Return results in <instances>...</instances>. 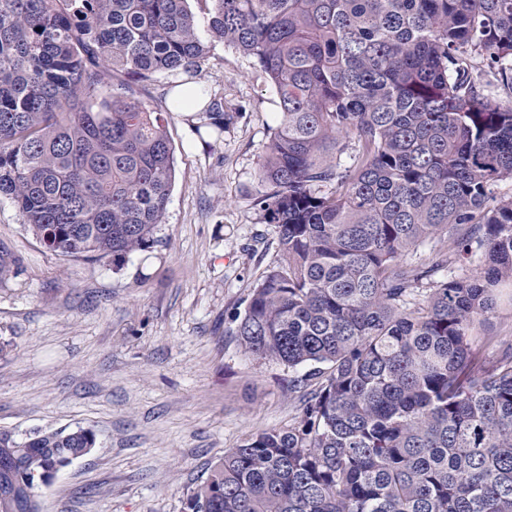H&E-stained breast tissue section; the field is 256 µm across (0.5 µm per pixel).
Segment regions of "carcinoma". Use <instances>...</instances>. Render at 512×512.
Listing matches in <instances>:
<instances>
[{
    "label": "carcinoma",
    "instance_id": "1",
    "mask_svg": "<svg viewBox=\"0 0 512 512\" xmlns=\"http://www.w3.org/2000/svg\"><path fill=\"white\" fill-rule=\"evenodd\" d=\"M211 2L203 31L188 0H0V197L58 256L150 248L167 120L112 82L234 47L280 107L253 201L279 255L235 335L307 370L293 422L227 450L187 512H512V342L475 334L512 288V106L488 94L512 89V0ZM203 99L219 139L241 113ZM450 224L448 252L407 260ZM95 446L0 433V512H39L38 477Z\"/></svg>",
    "mask_w": 512,
    "mask_h": 512
}]
</instances>
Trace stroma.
<instances>
[{
    "label": "stroma",
    "instance_id": "obj_1",
    "mask_svg": "<svg viewBox=\"0 0 512 512\" xmlns=\"http://www.w3.org/2000/svg\"><path fill=\"white\" fill-rule=\"evenodd\" d=\"M183 79L112 85L167 114L175 180L151 248L120 267L69 260L0 198V432L96 436L43 489L40 512H186L225 450L300 411L294 370L245 354L232 322L278 257L276 228L253 206L278 99L216 44L197 80L241 116L209 148L198 114L169 108Z\"/></svg>",
    "mask_w": 512,
    "mask_h": 512
}]
</instances>
